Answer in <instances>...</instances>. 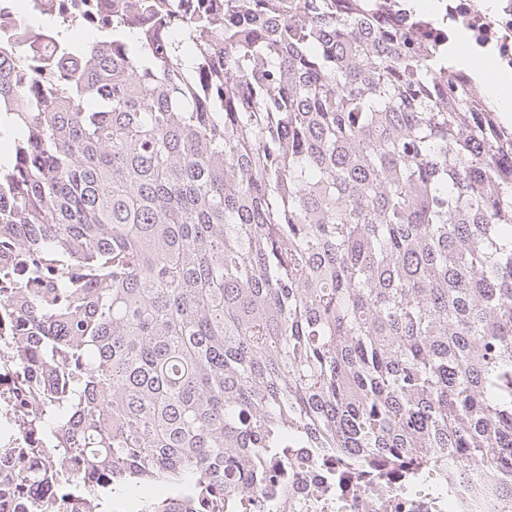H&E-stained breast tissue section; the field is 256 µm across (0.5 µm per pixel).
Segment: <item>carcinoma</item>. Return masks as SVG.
<instances>
[{
	"mask_svg": "<svg viewBox=\"0 0 512 512\" xmlns=\"http://www.w3.org/2000/svg\"><path fill=\"white\" fill-rule=\"evenodd\" d=\"M155 8L0 63L3 353L50 490L22 512H224L297 448L512 504V127L341 0Z\"/></svg>",
	"mask_w": 512,
	"mask_h": 512,
	"instance_id": "1",
	"label": "carcinoma"
}]
</instances>
